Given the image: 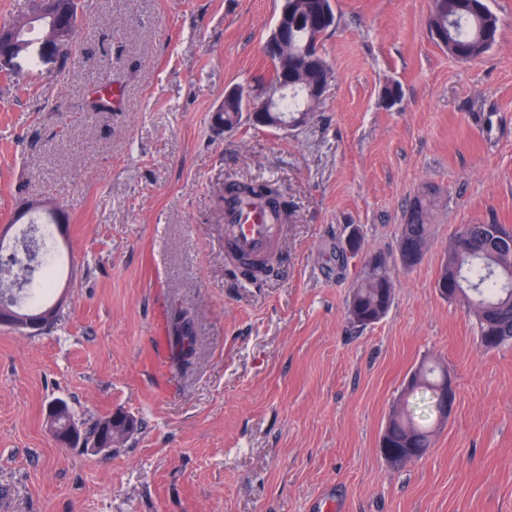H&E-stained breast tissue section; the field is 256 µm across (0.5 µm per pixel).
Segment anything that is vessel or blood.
<instances>
[{"label":"vessel or blood","mask_w":512,"mask_h":512,"mask_svg":"<svg viewBox=\"0 0 512 512\" xmlns=\"http://www.w3.org/2000/svg\"><path fill=\"white\" fill-rule=\"evenodd\" d=\"M283 226L272 211L239 202L233 188L224 191V260L228 269L268 260L278 253Z\"/></svg>","instance_id":"1"}]
</instances>
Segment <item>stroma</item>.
I'll list each match as a JSON object with an SVG mask.
<instances>
[{"instance_id": "35a3bbf8", "label": "stroma", "mask_w": 512, "mask_h": 512, "mask_svg": "<svg viewBox=\"0 0 512 512\" xmlns=\"http://www.w3.org/2000/svg\"><path fill=\"white\" fill-rule=\"evenodd\" d=\"M83 2L70 59L41 38L0 75V230L54 200L69 256L55 327H0V512H512V343L485 349L437 288L459 225L512 227V0H488L499 36L469 62L432 38L430 0H337L323 99L288 132L216 121L228 89L262 98L281 0ZM106 87L111 111H90ZM258 179L289 217L277 273L251 284L224 263V186ZM425 192L432 238L406 267ZM375 253L392 304L359 327L350 293ZM429 361L456 408L423 458L392 464L381 435ZM57 399L84 428L140 426L65 447ZM432 204L433 198L430 196L423 195L417 198L409 210L407 224H402L398 242V258L402 265L405 256L407 267L416 265L420 260L417 254L403 255V247L405 252L421 251L424 254L425 248L431 240L432 224H428L425 219ZM175 328L172 338L175 347L178 349V356L181 361L189 362L194 354V348L191 328L186 317H179ZM106 418V416L98 419L95 421V423L86 431V441L94 442V439L100 434L102 429V423L103 419ZM136 426L133 428V431L137 429L138 427V421L135 420ZM133 431H127L123 428V426L120 424H113L112 425V443L121 444L123 443L131 434ZM112 443L108 439H100L96 442H94V448L102 451L106 450L108 448H112Z\"/></svg>"}]
</instances>
